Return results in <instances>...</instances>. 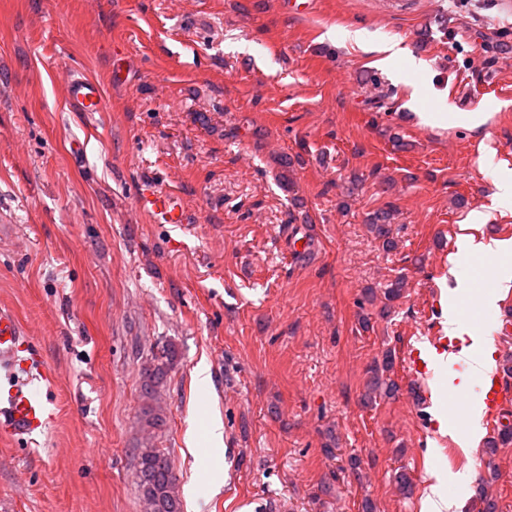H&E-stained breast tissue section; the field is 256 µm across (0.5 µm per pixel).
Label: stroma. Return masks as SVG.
Segmentation results:
<instances>
[{"label":"stroma","mask_w":512,"mask_h":512,"mask_svg":"<svg viewBox=\"0 0 512 512\" xmlns=\"http://www.w3.org/2000/svg\"><path fill=\"white\" fill-rule=\"evenodd\" d=\"M344 28L410 57L383 70ZM74 71L104 111H71ZM503 168L512 0H311L299 16L282 0H0V306L40 347L56 412L0 440V512H146V446L171 458L183 512H420L440 468L470 473L448 488L458 512H478L482 477L512 512V443L490 456L426 429L406 362L442 331L458 226ZM145 184L181 195L186 230L153 223ZM388 204L389 253L365 223ZM400 275L389 317L363 304ZM166 346L152 429L141 373ZM387 353L399 393L363 406Z\"/></svg>","instance_id":"obj_1"}]
</instances>
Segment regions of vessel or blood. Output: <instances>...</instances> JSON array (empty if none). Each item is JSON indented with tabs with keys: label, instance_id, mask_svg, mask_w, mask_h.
Wrapping results in <instances>:
<instances>
[{
	"label": "vessel or blood",
	"instance_id": "1",
	"mask_svg": "<svg viewBox=\"0 0 512 512\" xmlns=\"http://www.w3.org/2000/svg\"><path fill=\"white\" fill-rule=\"evenodd\" d=\"M67 99L73 111L99 112L104 107V93L94 80L80 74H70L67 81ZM140 206L154 223L183 226L187 220L181 198L174 192L147 190L139 198ZM433 352L410 349L408 368L413 377L432 374V354L448 351L447 340L434 341ZM455 371L466 376V392L457 398V405H467L470 398H478L483 406L485 426H495L499 415L512 398L501 371L483 375L473 374L470 361L459 357L453 363ZM0 373L9 379V386L0 389V437L29 439L38 434L53 418L52 408L42 392V381L50 372L40 351L28 336L15 313L0 307Z\"/></svg>",
	"mask_w": 512,
	"mask_h": 512
}]
</instances>
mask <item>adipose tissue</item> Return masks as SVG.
<instances>
[{
    "instance_id": "adipose-tissue-1",
    "label": "adipose tissue",
    "mask_w": 512,
    "mask_h": 512,
    "mask_svg": "<svg viewBox=\"0 0 512 512\" xmlns=\"http://www.w3.org/2000/svg\"><path fill=\"white\" fill-rule=\"evenodd\" d=\"M512 211V170L503 172L495 183L490 210H475L463 223L464 233L458 237L457 253L463 257L486 260L487 282L483 287H473L471 280L460 277L457 266H450L448 273L454 276L455 285L448 291L444 305V326L449 337H468L463 347L464 355L473 359L477 371H492L496 366L494 349L483 336L472 333L462 318L464 303L477 304L484 312L496 311L503 294L512 291V239L478 240L470 235L473 225L487 223L494 211Z\"/></svg>"
}]
</instances>
